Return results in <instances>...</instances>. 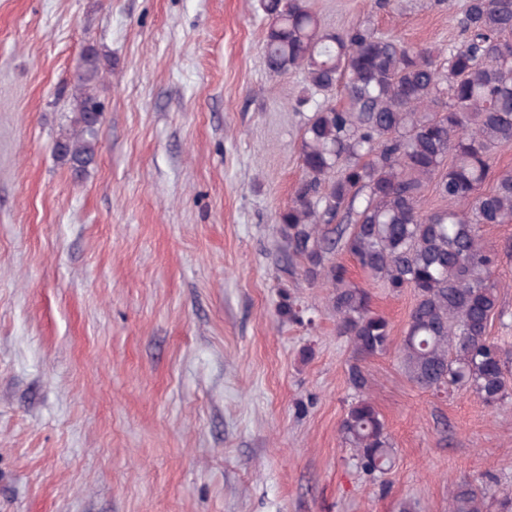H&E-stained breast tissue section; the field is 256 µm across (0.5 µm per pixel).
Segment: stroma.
<instances>
[{
	"mask_svg": "<svg viewBox=\"0 0 512 512\" xmlns=\"http://www.w3.org/2000/svg\"><path fill=\"white\" fill-rule=\"evenodd\" d=\"M439 53L466 0H306ZM260 0H0V512H448L512 492V402L437 396L363 359L394 446L376 482L339 425L355 354L276 219L302 174L301 73L264 61ZM95 160L55 153L86 47ZM484 243L512 369V224ZM312 313L278 314L281 291ZM401 337L414 295L372 288ZM476 481L462 483L450 505L451 512H481L483 502Z\"/></svg>",
	"mask_w": 512,
	"mask_h": 512,
	"instance_id": "1",
	"label": "stroma"
}]
</instances>
